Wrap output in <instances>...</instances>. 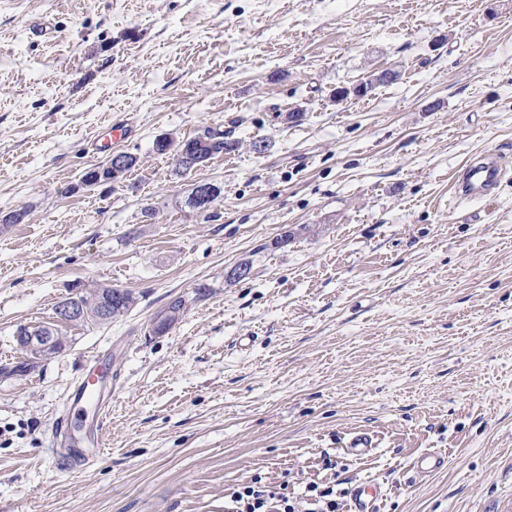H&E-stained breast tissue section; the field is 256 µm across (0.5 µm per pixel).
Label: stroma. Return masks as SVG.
Listing matches in <instances>:
<instances>
[{
	"label": "stroma",
	"mask_w": 512,
	"mask_h": 512,
	"mask_svg": "<svg viewBox=\"0 0 512 512\" xmlns=\"http://www.w3.org/2000/svg\"><path fill=\"white\" fill-rule=\"evenodd\" d=\"M385 70L397 80L376 83ZM122 121L136 166L81 187L108 160L91 137ZM207 128L241 148L185 173L154 150ZM494 147L495 194L454 197ZM200 182L221 190L201 214ZM15 210L0 512H229L257 476L293 496L338 485L339 512L359 481L381 485L375 512H512V0H0V213ZM100 285L136 305L55 322ZM178 297L182 320L154 333ZM50 321L64 350L10 374L18 329ZM102 352L104 451L71 469L52 431ZM359 431L377 441L362 458L345 448ZM430 452L444 468L418 472Z\"/></svg>",
	"instance_id": "stroma-1"
}]
</instances>
